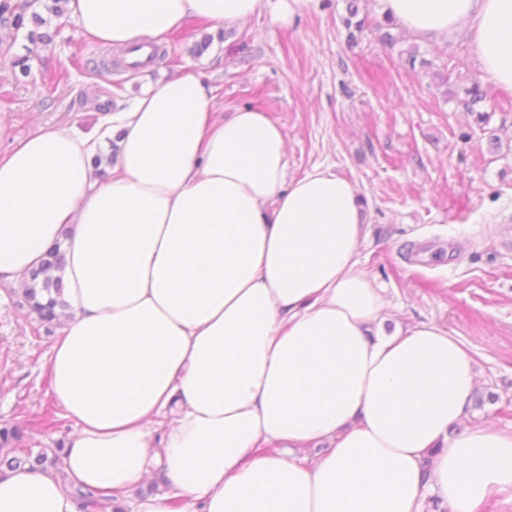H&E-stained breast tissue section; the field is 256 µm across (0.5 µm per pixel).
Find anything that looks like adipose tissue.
<instances>
[{"mask_svg": "<svg viewBox=\"0 0 512 512\" xmlns=\"http://www.w3.org/2000/svg\"><path fill=\"white\" fill-rule=\"evenodd\" d=\"M408 31H466L485 80L512 89V0H384ZM310 0H69L113 48ZM115 146L112 174L95 160ZM282 127L219 113L186 71L87 134L24 139L0 116V283L20 286L65 240L72 317L52 346L51 390L75 422L64 477H0V512H81L83 486L114 512H449L512 501V433L456 435L477 383L465 345L433 324L386 330L361 265L369 217L329 169L291 178ZM330 441L314 461L284 456ZM170 489L151 494L154 465Z\"/></svg>", "mask_w": 512, "mask_h": 512, "instance_id": "1", "label": "adipose tissue"}]
</instances>
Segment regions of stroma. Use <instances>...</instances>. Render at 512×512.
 <instances>
[{"label":"stroma","instance_id":"1","mask_svg":"<svg viewBox=\"0 0 512 512\" xmlns=\"http://www.w3.org/2000/svg\"><path fill=\"white\" fill-rule=\"evenodd\" d=\"M31 10L43 21L26 27L48 44L21 34L0 45V114L15 136L90 132L101 112L185 70L214 87L221 111H264L287 136L289 175L328 168L359 187L372 222L363 266L395 318L438 325L469 348L479 398L462 426L512 431V90L484 81L465 36L398 30L394 46L369 33L353 47L346 0H312L289 23L262 12L235 28L192 27L167 41V63L107 74L97 69L102 46L72 17L44 12L40 0ZM29 53L31 76L14 74L12 59ZM476 82L486 98L471 113L463 99ZM428 249L453 260L423 263ZM60 330L29 313L20 288L0 286V424L25 426L22 445L36 451L74 425L43 370ZM47 410L63 427L31 428Z\"/></svg>","mask_w":512,"mask_h":512}]
</instances>
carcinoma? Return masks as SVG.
Wrapping results in <instances>:
<instances>
[{
  "instance_id": "carcinoma-1",
  "label": "carcinoma",
  "mask_w": 512,
  "mask_h": 512,
  "mask_svg": "<svg viewBox=\"0 0 512 512\" xmlns=\"http://www.w3.org/2000/svg\"><path fill=\"white\" fill-rule=\"evenodd\" d=\"M30 7L29 0H0V25L8 29L9 36H14L24 27ZM346 11L344 25L349 29L348 42L355 46L367 28L368 17L360 16L358 0H348ZM63 266L64 253L57 244L45 253L40 267L31 274V284L25 288L26 301L42 323L58 321V309L68 307L62 297V284L58 276ZM22 438L23 430L19 426L8 423L0 426V475L22 468L40 472L50 468L61 471L63 443L58 442L54 448H42L35 453L30 448L14 447ZM73 495L83 512H99L103 500L97 491L76 489Z\"/></svg>"
}]
</instances>
